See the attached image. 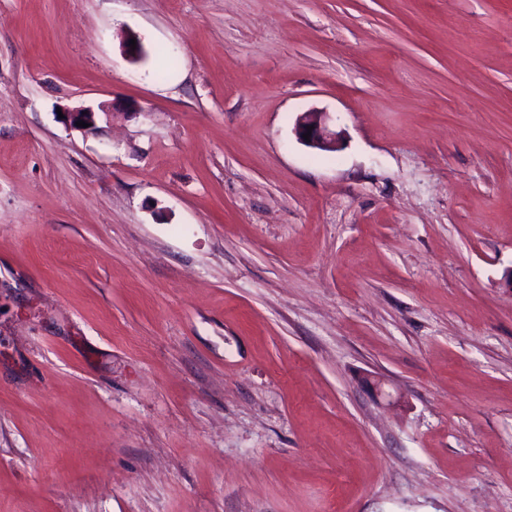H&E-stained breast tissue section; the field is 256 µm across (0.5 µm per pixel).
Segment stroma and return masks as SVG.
<instances>
[{"instance_id": "obj_1", "label": "stroma", "mask_w": 512, "mask_h": 512, "mask_svg": "<svg viewBox=\"0 0 512 512\" xmlns=\"http://www.w3.org/2000/svg\"><path fill=\"white\" fill-rule=\"evenodd\" d=\"M511 271L512 0H0V512H512ZM106 115L108 112H110L109 108H105L104 106H101L99 111H95L91 107H77L73 109L65 108L62 112L64 115V118H60L61 122L70 129L77 130L84 132L86 134H93L96 133L99 129L98 127V121L100 120V113ZM78 121H85L89 124V127H79L76 126V122ZM307 126H313L307 130ZM311 131L309 141L303 138V134ZM294 132L297 138L305 145L325 152H336L341 148V131H336L330 124L326 112H303L297 116Z\"/></svg>"}]
</instances>
